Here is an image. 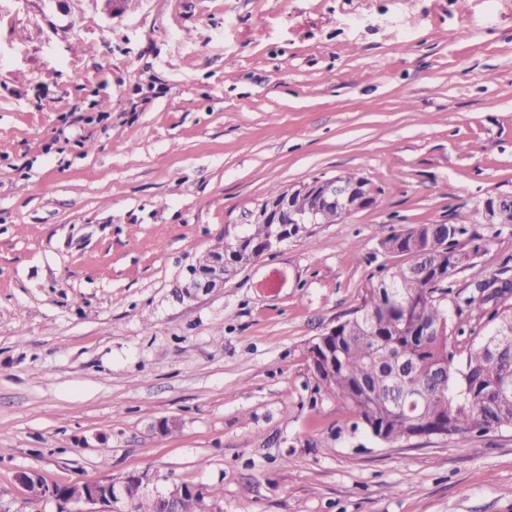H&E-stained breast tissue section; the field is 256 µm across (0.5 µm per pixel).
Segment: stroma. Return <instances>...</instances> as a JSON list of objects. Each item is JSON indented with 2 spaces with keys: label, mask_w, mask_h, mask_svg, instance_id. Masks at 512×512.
Wrapping results in <instances>:
<instances>
[{
  "label": "stroma",
  "mask_w": 512,
  "mask_h": 512,
  "mask_svg": "<svg viewBox=\"0 0 512 512\" xmlns=\"http://www.w3.org/2000/svg\"><path fill=\"white\" fill-rule=\"evenodd\" d=\"M353 173L374 207L175 295L271 187ZM512 0H0V512L47 484L222 488L224 512H512V428L389 445L308 349L468 214L456 287L512 278ZM176 420L159 434V420ZM512 208V192L490 196L483 201L481 212L485 223L501 224L504 215Z\"/></svg>",
  "instance_id": "1"
}]
</instances>
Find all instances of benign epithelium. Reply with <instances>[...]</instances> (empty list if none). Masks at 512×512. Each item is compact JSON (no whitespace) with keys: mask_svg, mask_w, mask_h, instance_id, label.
Masks as SVG:
<instances>
[{"mask_svg":"<svg viewBox=\"0 0 512 512\" xmlns=\"http://www.w3.org/2000/svg\"><path fill=\"white\" fill-rule=\"evenodd\" d=\"M379 194V189L366 178L350 179L342 174L315 177L281 191L278 196L264 200L255 214L254 223L270 225L269 236L263 246L246 251L245 240L240 237L223 253L203 255L189 268L180 289L181 296L195 298L224 287V282L244 264L274 252L283 242L309 231V225L322 223L325 215L333 213L336 219L342 220L374 206ZM511 209L512 192H503L486 198L481 212L485 223L499 224ZM339 330L338 325L330 328L310 347V368L317 379L329 370L333 359L331 342ZM17 480L31 501L53 500L58 505V512H112L115 503L116 485L110 480L89 482L88 490L69 497L61 496L57 486L47 484L38 472L22 471ZM187 493L201 500L203 512H221V507L212 500L210 489L205 485L174 484L166 492L156 495L155 501L162 512H173L175 503Z\"/></svg>","mask_w":512,"mask_h":512,"instance_id":"7a95c632","label":"benign epithelium"}]
</instances>
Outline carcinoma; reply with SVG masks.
<instances>
[{"mask_svg":"<svg viewBox=\"0 0 512 512\" xmlns=\"http://www.w3.org/2000/svg\"><path fill=\"white\" fill-rule=\"evenodd\" d=\"M469 217L451 224H412L390 228L381 244L406 255L392 272L370 276L362 302L342 325L333 344L332 370L321 387L347 402L358 419L387 444L408 435L422 437L434 428L468 432L492 420L512 427V279L485 276L479 291L454 290L456 272L470 265L456 233L468 232ZM269 225L249 224L248 243L262 246ZM402 301L394 315L384 310L388 292ZM509 332L502 359L493 363L486 346ZM478 336L458 363L457 337ZM426 393L424 406L398 410L396 394ZM128 512H154L153 501L128 485Z\"/></svg>","mask_w":512,"mask_h":512,"instance_id":"cac0c4a2","label":"carcinoma"}]
</instances>
